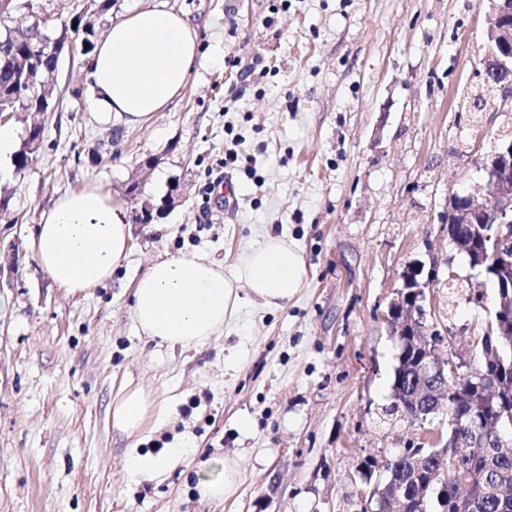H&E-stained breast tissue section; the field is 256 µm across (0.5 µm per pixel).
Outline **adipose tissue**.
I'll return each instance as SVG.
<instances>
[{
	"label": "adipose tissue",
	"instance_id": "1",
	"mask_svg": "<svg viewBox=\"0 0 512 512\" xmlns=\"http://www.w3.org/2000/svg\"><path fill=\"white\" fill-rule=\"evenodd\" d=\"M198 27L165 8H143L111 22L97 43L88 73L89 110L130 127L151 121L177 97L201 65ZM130 226L108 194L89 187L66 194L44 214L33 241L38 265L69 294H87L107 282L127 253ZM305 265L296 246L266 235L239 259L233 275L205 256L156 259L136 280L131 317L138 335L168 347L191 349L222 333L241 306L240 287L267 309L286 304L302 288ZM113 428L131 437L155 432L167 408L144 388L121 386L112 399ZM185 448L158 453L129 450L130 474L157 480L176 468Z\"/></svg>",
	"mask_w": 512,
	"mask_h": 512
}]
</instances>
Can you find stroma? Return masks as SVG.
<instances>
[{
	"label": "stroma",
	"instance_id": "1",
	"mask_svg": "<svg viewBox=\"0 0 512 512\" xmlns=\"http://www.w3.org/2000/svg\"><path fill=\"white\" fill-rule=\"evenodd\" d=\"M224 19L220 45L152 122H104L86 105L90 57H62L54 111L29 166L0 160V512H362L365 457L390 456L414 431L391 421L398 339L379 317L405 262L436 255L457 283L478 274L448 241L449 193L484 181L456 158L493 145L507 115L464 99L481 83L490 0H17L8 25L81 18L99 42L143 7ZM260 64L243 87L239 67ZM236 162L225 163L229 148ZM223 175L228 203L206 200ZM138 182V197L126 187ZM97 186L131 225L129 251L91 295L39 267L32 242L59 197ZM160 206L135 221L141 200ZM301 253L297 295L269 311L241 291L222 335L184 351L139 336L133 288L158 258L204 254L232 275L265 235ZM453 343L482 335L494 302L448 301ZM166 404L150 437L112 428L122 384ZM191 442L160 483L126 469L128 448ZM239 460L236 494L201 498L210 462Z\"/></svg>",
	"mask_w": 512,
	"mask_h": 512
}]
</instances>
